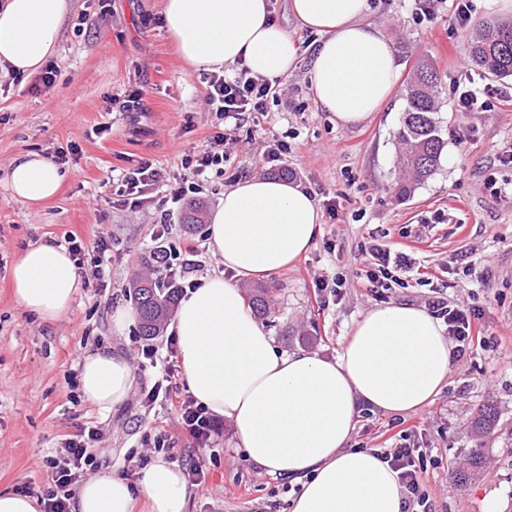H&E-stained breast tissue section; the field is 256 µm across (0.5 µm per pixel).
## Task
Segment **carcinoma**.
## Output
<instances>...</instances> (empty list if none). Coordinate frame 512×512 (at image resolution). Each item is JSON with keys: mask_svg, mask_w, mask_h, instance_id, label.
Listing matches in <instances>:
<instances>
[{"mask_svg": "<svg viewBox=\"0 0 512 512\" xmlns=\"http://www.w3.org/2000/svg\"><path fill=\"white\" fill-rule=\"evenodd\" d=\"M467 56L474 67L492 77H511L512 21L490 20L475 24L467 34ZM440 94V77L434 67L428 62L417 65L407 82L406 107L395 132V139L403 146L400 164L404 175L396 185L397 195L401 198L409 197L415 187L431 177L439 166L445 148L438 119ZM130 288L139 315L141 335H158L175 307V289L140 274L134 277ZM250 303L263 317L275 315L266 287L254 289ZM497 418L493 404L481 405L471 420V433L480 438L491 432Z\"/></svg>", "mask_w": 512, "mask_h": 512, "instance_id": "cac0c4a2", "label": "carcinoma"}]
</instances>
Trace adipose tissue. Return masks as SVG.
<instances>
[{
  "mask_svg": "<svg viewBox=\"0 0 512 512\" xmlns=\"http://www.w3.org/2000/svg\"><path fill=\"white\" fill-rule=\"evenodd\" d=\"M70 0H5L0 5V66L28 76L59 49ZM292 14L320 37L309 71L314 100L337 125L365 123L392 96L399 79L393 47L367 22L368 0H291ZM163 24L194 69L244 64L253 76L287 78L298 46L271 19L269 0H164ZM65 179L49 157L16 159L8 187L34 206L54 197ZM320 231V210L302 186L253 176L226 189L210 215L213 256L225 271L202 278L181 297L172 324L179 374L189 394L227 419L256 466L288 479L291 512H401L398 478L373 450L350 445L362 407L414 413L440 393L453 343L446 327L421 307L366 311L335 361L281 351L247 307L239 281L265 279L299 261ZM16 303L46 323L69 314L82 287L67 250L49 243L25 250L12 268ZM133 367L99 349L84 356L79 387L107 413L124 404ZM188 512L184 471L157 459L137 481L112 472L83 480L73 512Z\"/></svg>",
  "mask_w": 512,
  "mask_h": 512,
  "instance_id": "obj_1",
  "label": "adipose tissue"
}]
</instances>
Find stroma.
I'll list each match as a JSON object with an SVG mask.
<instances>
[{"label": "stroma", "instance_id": "obj_1", "mask_svg": "<svg viewBox=\"0 0 512 512\" xmlns=\"http://www.w3.org/2000/svg\"><path fill=\"white\" fill-rule=\"evenodd\" d=\"M162 2L71 0L52 60L53 84L36 74L0 87V490L46 489L48 457L90 423L102 435L97 470L136 480L140 456L160 436L170 443L168 461L185 470L201 467L205 480L191 486L189 512H290L292 486L247 459L230 422L221 421L219 436L204 447L169 403H143L155 370L135 373L127 403L104 415L72 386L80 356L97 349L131 358L148 343L167 354L169 330L147 340L138 326L122 334L112 327L117 309L135 305L128 284L149 255L162 207L154 202L128 212L113 204L106 180L148 158L171 182L182 181L190 173L178 152L223 131L230 164L205 185L200 199L207 209L222 201L226 188L256 175V153L276 141L288 145L289 180L310 189L319 206L336 205V218L322 216L309 252L264 281L276 311L264 326L282 351L329 361L342 352L355 322L378 303L364 286L363 252L375 238L419 263L418 273L392 283L385 304L422 307L436 290L449 305L480 309L484 343L452 363L433 402L408 414L362 408L350 445L377 449L403 441L426 454L422 487L435 512H512V101L506 99L512 77L495 80L482 110L457 111L453 91L467 52L449 0L425 20L413 15L411 0H370L368 19L383 27L400 83L368 122L342 127L310 89L318 35L298 23L289 0H270L273 20L300 57L287 93L269 103L260 125L244 122L228 131L203 102L202 71L182 61L165 30ZM420 60L441 77L446 146L435 173L401 200L394 133L405 109L404 84ZM136 91L142 110H126ZM60 149L73 156L58 195L36 208L13 198L7 188L13 160ZM71 234L89 249L101 239L110 243L111 285L100 289L93 268L84 267L69 315L46 323L15 303L11 269L30 246H57ZM322 273L339 285L335 301L323 302L316 291L314 278ZM487 401L496 404L499 422L477 441L470 422ZM477 443L485 466L459 477Z\"/></svg>", "mask_w": 512, "mask_h": 512}]
</instances>
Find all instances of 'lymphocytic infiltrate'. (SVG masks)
I'll return each instance as SVG.
<instances>
[{"label": "lymphocytic infiltrate", "mask_w": 512, "mask_h": 512, "mask_svg": "<svg viewBox=\"0 0 512 512\" xmlns=\"http://www.w3.org/2000/svg\"><path fill=\"white\" fill-rule=\"evenodd\" d=\"M204 101L209 110L223 121L237 123L265 115L269 101L277 99L283 92L282 80L272 81L251 76L247 68H239L234 75L216 73L205 78ZM223 135L208 139L203 148L196 151L180 152L182 168L189 170L188 180L172 184L165 171L152 160H142L135 168L126 170L112 185V193L117 205L138 210L154 199H162L171 209H179L191 195L201 193L211 173H223L227 154L223 150ZM67 250L77 266L91 265L98 280L109 278L112 270L111 246L106 240H98L93 249H86L77 236L66 239ZM373 269L367 274L366 286L372 296L383 298L387 288L383 280L385 273L396 269L410 272L414 267L407 254L391 253L380 243H372L369 248ZM429 310L437 318L443 319L449 335L456 346L454 359L461 360L472 354L481 341L475 333L476 322L481 316L478 309L449 306L444 297L433 296L428 300ZM177 410L183 427L196 440L197 444H207L220 428L213 417L192 397L179 400ZM101 442L97 427L81 426L78 434L64 442L55 456L48 460L51 468V483L40 491L39 498L43 512H71L73 489L79 482L84 466L95 457ZM380 454L397 471L402 494V512H432L429 497L424 493L421 478L423 463L417 462L413 451L406 445L381 449Z\"/></svg>", "instance_id": "1"}]
</instances>
